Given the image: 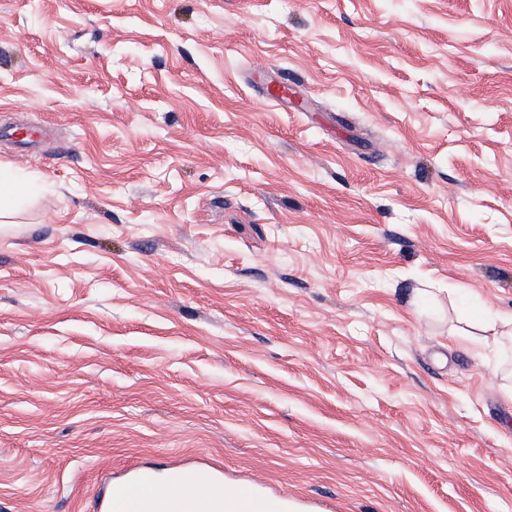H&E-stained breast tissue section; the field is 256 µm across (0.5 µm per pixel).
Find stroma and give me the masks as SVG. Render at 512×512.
Listing matches in <instances>:
<instances>
[{"label": "stroma", "mask_w": 512, "mask_h": 512, "mask_svg": "<svg viewBox=\"0 0 512 512\" xmlns=\"http://www.w3.org/2000/svg\"><path fill=\"white\" fill-rule=\"evenodd\" d=\"M12 171L0 512H512V0H0ZM184 470L176 472L170 477V482L182 485L187 491L197 487H207L214 481V473L209 470Z\"/></svg>", "instance_id": "35a3bbf8"}]
</instances>
